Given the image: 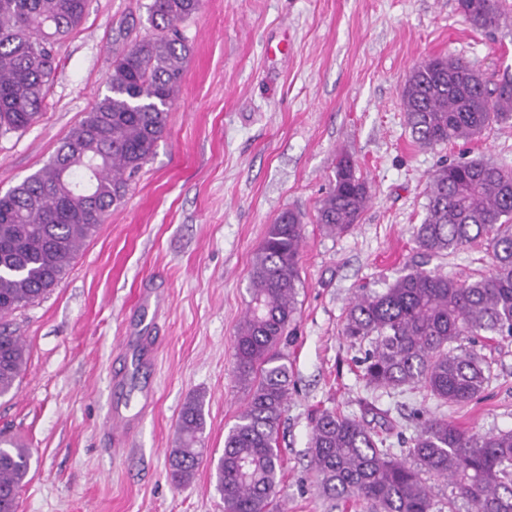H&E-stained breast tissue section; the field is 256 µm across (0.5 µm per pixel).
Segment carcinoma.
I'll use <instances>...</instances> for the list:
<instances>
[{"mask_svg": "<svg viewBox=\"0 0 512 512\" xmlns=\"http://www.w3.org/2000/svg\"><path fill=\"white\" fill-rule=\"evenodd\" d=\"M469 23L498 25V0H458ZM200 0H152L153 33L112 51L110 94L99 99L49 161L0 195V398L11 394L28 352L12 313L43 299L72 269L85 240L154 154L179 90L191 47L178 24ZM87 0H0V137L23 131L45 109L55 72L54 45L82 22ZM412 138L434 147L469 140L512 119V76L490 89L460 58L415 66L401 90ZM368 181L343 155L316 223L330 235L359 223ZM301 214L286 210L267 228L250 275V301L234 336L238 381L247 403L214 466L224 512H270L280 485L278 431L290 370L282 347L296 314ZM431 258L485 245L488 274L461 280L419 264L381 291L356 294L341 335L364 351L359 379L372 392L419 388L439 404L478 398L493 373L474 346L512 339V170L484 159L440 163L428 180L426 214L415 232ZM469 346H464L463 341ZM400 452L371 422L323 409L311 420V470L322 492L368 512H512V430L470 433L445 417L418 416ZM202 401L182 409L168 454L171 479L188 483L203 461ZM32 453L0 439V512H17ZM452 485L436 508L431 480Z\"/></svg>", "mask_w": 512, "mask_h": 512, "instance_id": "obj_1", "label": "carcinoma"}]
</instances>
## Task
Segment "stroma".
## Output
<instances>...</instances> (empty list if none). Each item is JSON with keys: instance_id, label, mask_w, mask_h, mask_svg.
Wrapping results in <instances>:
<instances>
[{"instance_id": "obj_1", "label": "stroma", "mask_w": 512, "mask_h": 512, "mask_svg": "<svg viewBox=\"0 0 512 512\" xmlns=\"http://www.w3.org/2000/svg\"><path fill=\"white\" fill-rule=\"evenodd\" d=\"M151 3L88 0L56 47L42 116L0 138V194L43 167L107 94L118 27L148 34ZM501 12L485 30L458 0H202L180 24L192 53L154 155L58 286L9 318L29 354L14 394L0 398V429L32 452L18 512H224L209 460L246 403L233 340L266 228L289 208L305 224L275 512H352L309 474L315 409L362 417L376 400L394 445L414 434L420 408L467 431L512 429V342L481 346L494 379L479 400L440 405L408 388L372 398L361 354L340 334L358 288H386L418 261L414 232L439 160L512 170V127L422 147L400 100L412 67L436 56L462 58L491 85L512 74V0ZM342 154L371 200L353 231L331 236L315 214ZM486 261L476 246L428 266L469 279ZM145 293L157 310L140 307ZM195 396L209 459L177 486L168 451Z\"/></svg>"}]
</instances>
